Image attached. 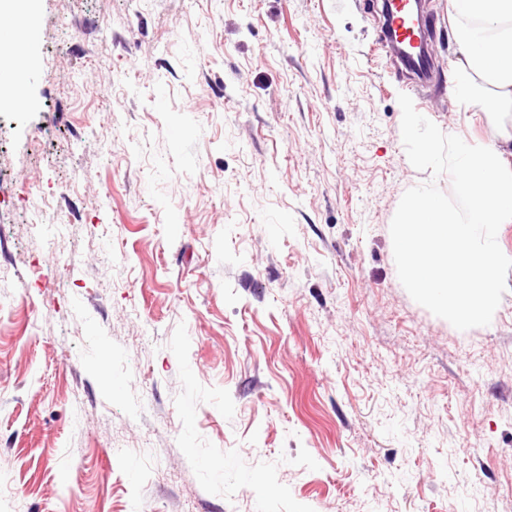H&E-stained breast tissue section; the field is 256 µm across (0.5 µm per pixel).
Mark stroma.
Instances as JSON below:
<instances>
[{
  "label": "stroma",
  "mask_w": 512,
  "mask_h": 512,
  "mask_svg": "<svg viewBox=\"0 0 512 512\" xmlns=\"http://www.w3.org/2000/svg\"><path fill=\"white\" fill-rule=\"evenodd\" d=\"M382 0H32L0 101V512H512V273L490 325L401 284L432 176L398 96L483 146ZM410 0L386 1L385 6L390 9L387 12L389 31H385L384 25L381 30L379 46L393 50L402 67L412 74V87H422L427 80L430 72L431 61L427 52L419 53L416 48L421 36L420 30L424 33L427 28L425 19L420 21L412 10ZM403 45L410 49L411 55H402L397 50V45Z\"/></svg>",
  "instance_id": "35a3bbf8"
}]
</instances>
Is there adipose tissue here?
<instances>
[{"mask_svg": "<svg viewBox=\"0 0 512 512\" xmlns=\"http://www.w3.org/2000/svg\"><path fill=\"white\" fill-rule=\"evenodd\" d=\"M448 13L464 22L457 41L464 68L474 75L459 87L460 98L472 101L488 83L511 103L512 0H448Z\"/></svg>", "mask_w": 512, "mask_h": 512, "instance_id": "1", "label": "adipose tissue"}]
</instances>
